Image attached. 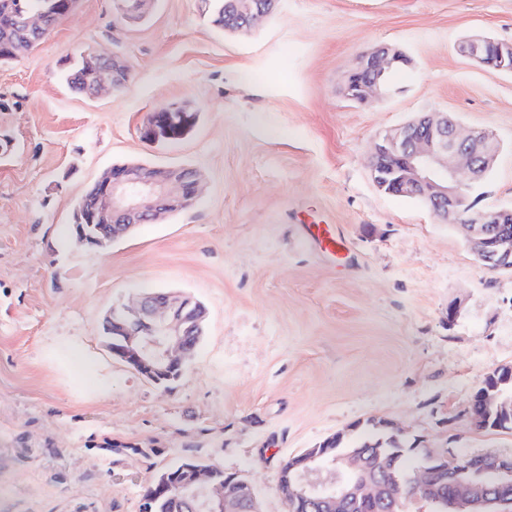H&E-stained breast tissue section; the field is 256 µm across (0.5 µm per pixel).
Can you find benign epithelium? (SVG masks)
I'll list each match as a JSON object with an SVG mask.
<instances>
[{"instance_id": "benign-epithelium-1", "label": "benign epithelium", "mask_w": 512, "mask_h": 512, "mask_svg": "<svg viewBox=\"0 0 512 512\" xmlns=\"http://www.w3.org/2000/svg\"><path fill=\"white\" fill-rule=\"evenodd\" d=\"M154 0H114L117 18L125 24L142 21ZM274 0H232L227 26L250 30L272 10ZM458 52L490 73H512V42L482 35L463 39ZM91 80L84 92L97 95L128 80L130 69L116 54L85 53ZM408 63L392 46L374 47L362 54L345 77L340 92L353 103L367 104L387 94L388 74ZM196 114L170 105L150 114L145 136L181 138L195 124ZM500 144L489 131L463 134L446 112L429 113L395 128L374 145L372 177L392 195L415 199L434 213L463 215L459 225L479 261L495 269L512 270V230L502 226L512 207L471 210L470 191L492 168ZM200 191L197 171L152 168L129 163L105 170L97 180L90 210L112 218L110 224H73L76 239L93 250L130 235L160 216L182 211L196 202ZM205 307L187 295L151 292L113 307L104 317L110 351L151 382L178 379L195 350L192 340L202 335ZM179 482L169 474L155 479V495H177L189 512H260L252 485L236 473L215 480L211 469L184 459L178 464ZM416 498L438 502L446 483L453 489L454 512H512V456L452 455L427 449V463L411 475ZM278 490L291 506L303 503L320 512H350L364 501L393 505L402 494L398 479L373 481L360 455L332 459L316 448L289 458L279 470Z\"/></svg>"}]
</instances>
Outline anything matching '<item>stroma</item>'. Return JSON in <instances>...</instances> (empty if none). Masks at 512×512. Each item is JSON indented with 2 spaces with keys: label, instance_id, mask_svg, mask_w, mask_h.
Returning a JSON list of instances; mask_svg holds the SVG:
<instances>
[{
  "label": "stroma",
  "instance_id": "obj_1",
  "mask_svg": "<svg viewBox=\"0 0 512 512\" xmlns=\"http://www.w3.org/2000/svg\"><path fill=\"white\" fill-rule=\"evenodd\" d=\"M474 33L512 41V0H277L246 34L215 27L201 0H155L138 25L113 0H78L0 66V512H140L186 458L287 512L281 463L372 418L440 452L512 456V430L471 417L485 377L512 368V271L487 269L455 225L381 192L369 169L379 134L447 112L501 146L478 208L512 205V74L457 52ZM378 45L410 66L379 101L345 100V75ZM92 48L127 60L122 90L58 80ZM173 103L196 125L146 137ZM127 161L199 170L202 193L106 252L77 245V203ZM311 224L332 225L343 251L311 242ZM147 291L209 312L167 388L104 341L105 313ZM72 348L105 392L64 368Z\"/></svg>",
  "mask_w": 512,
  "mask_h": 512
}]
</instances>
